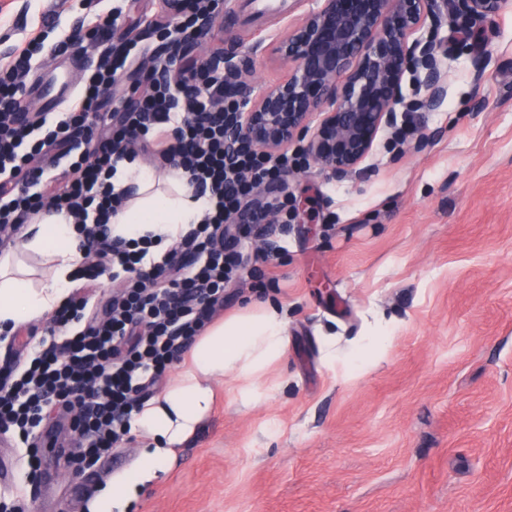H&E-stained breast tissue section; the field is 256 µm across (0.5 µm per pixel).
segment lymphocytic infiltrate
Segmentation results:
<instances>
[{
    "instance_id": "1",
    "label": "lymphocytic infiltrate",
    "mask_w": 512,
    "mask_h": 512,
    "mask_svg": "<svg viewBox=\"0 0 512 512\" xmlns=\"http://www.w3.org/2000/svg\"><path fill=\"white\" fill-rule=\"evenodd\" d=\"M173 11L162 40L180 44L219 0H164ZM136 42L100 53L67 112L27 123L25 81L42 41L16 48L0 72V225L20 228L45 209L67 210L85 252L118 289L101 310L72 290L51 321L59 335L33 356L0 369V434L33 448V432L56 409L76 412L71 457L96 465L130 439L140 392L181 361L206 320L240 281L242 239L266 214L249 208L260 185L303 169V155L270 158L229 140L224 115L241 111L224 96V70L204 61L184 67L177 54L158 58L137 107L104 112L106 91L127 68ZM161 155L183 171L210 207L198 224L154 259L150 237H112L110 217L121 199L110 179L118 161ZM56 176H47V169ZM194 265L182 264L183 251Z\"/></svg>"
}]
</instances>
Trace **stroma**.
Wrapping results in <instances>:
<instances>
[{"label":"stroma","mask_w":512,"mask_h":512,"mask_svg":"<svg viewBox=\"0 0 512 512\" xmlns=\"http://www.w3.org/2000/svg\"><path fill=\"white\" fill-rule=\"evenodd\" d=\"M318 0L287 14L229 22L172 48L148 28L161 0H0V69L33 37L53 46L88 35L96 15L121 9L106 41L144 42L205 59L210 44L250 61V96L288 79L270 53ZM449 49L448 93L413 112L401 150L380 135L361 179L310 166L288 177V227L270 235L265 285L227 289L216 318L250 301L284 313L288 351L238 405L226 376L211 415L175 452L168 474L125 512H512V8L423 28ZM73 416L36 431L41 480L0 435L14 462L4 491L36 512H94L136 470L139 437L104 465L46 451Z\"/></svg>","instance_id":"1"}]
</instances>
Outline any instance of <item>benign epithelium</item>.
Listing matches in <instances>:
<instances>
[{
    "mask_svg": "<svg viewBox=\"0 0 512 512\" xmlns=\"http://www.w3.org/2000/svg\"><path fill=\"white\" fill-rule=\"evenodd\" d=\"M512 0H320L274 53L294 66L286 81L267 90L241 115H224L228 133L244 137L269 156L303 143L308 162L335 179L358 177L380 132L399 123L406 72L424 89L414 102L437 108L447 92L440 67L444 43L420 38L425 25L449 20L465 30L476 18L499 14ZM224 97L246 93L249 62L219 52ZM316 124H311L315 112Z\"/></svg>",
    "mask_w": 512,
    "mask_h": 512,
    "instance_id": "7a95c632",
    "label": "benign epithelium"
}]
</instances>
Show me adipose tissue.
Masks as SVG:
<instances>
[{
    "label": "adipose tissue",
    "mask_w": 512,
    "mask_h": 512,
    "mask_svg": "<svg viewBox=\"0 0 512 512\" xmlns=\"http://www.w3.org/2000/svg\"><path fill=\"white\" fill-rule=\"evenodd\" d=\"M111 183L115 193L124 197L109 224L115 238L149 235L169 245L197 223L209 206L207 198L195 196L183 173L138 161L118 163ZM21 235L24 248L45 258L48 267L40 271L15 258L0 260L1 333L53 313L69 294L82 261L80 240L66 213L33 218ZM287 350V322L274 308L250 305L207 327L189 350L188 366L164 392L134 412L133 433L152 439L153 447L145 452L138 470L113 484L111 494L98 501L95 512H112L164 471L174 449L210 414L215 382L228 374L242 378L238 402L249 407L259 396L258 379Z\"/></svg>",
    "instance_id": "obj_1"
}]
</instances>
